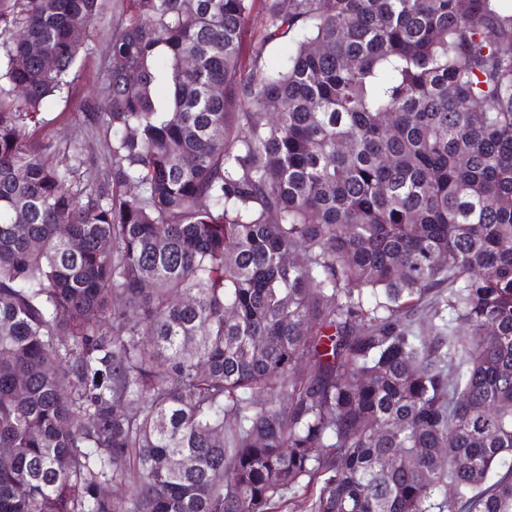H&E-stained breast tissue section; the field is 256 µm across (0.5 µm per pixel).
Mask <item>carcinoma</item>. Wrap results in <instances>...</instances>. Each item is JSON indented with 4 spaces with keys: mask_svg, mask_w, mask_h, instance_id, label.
<instances>
[{
    "mask_svg": "<svg viewBox=\"0 0 512 512\" xmlns=\"http://www.w3.org/2000/svg\"><path fill=\"white\" fill-rule=\"evenodd\" d=\"M116 2L90 185L97 0H0V512H512L505 0H262L249 67L255 0ZM115 0H98L97 15L93 23L81 37L82 49L76 69V78L66 98H51L44 107L42 117L44 123L36 132V137L61 144L79 140L84 145L83 179L85 182L95 181L101 171L100 157L102 147L97 140L82 139V113L84 98L101 87L107 78L108 58L106 55V37L112 30L113 4Z\"/></svg>",
    "mask_w": 512,
    "mask_h": 512,
    "instance_id": "1",
    "label": "carcinoma"
}]
</instances>
